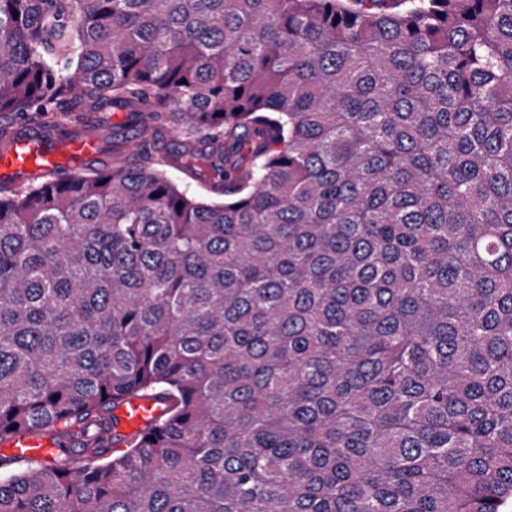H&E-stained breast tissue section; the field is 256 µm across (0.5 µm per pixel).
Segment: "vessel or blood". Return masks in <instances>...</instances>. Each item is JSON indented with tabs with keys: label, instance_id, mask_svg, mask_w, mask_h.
Returning <instances> with one entry per match:
<instances>
[{
	"label": "vessel or blood",
	"instance_id": "obj_1",
	"mask_svg": "<svg viewBox=\"0 0 512 512\" xmlns=\"http://www.w3.org/2000/svg\"><path fill=\"white\" fill-rule=\"evenodd\" d=\"M97 133L72 130L58 134L45 128L34 130L23 125L12 129L10 137L0 143V180L21 182L43 178L59 181L76 176L95 163H105ZM162 411L154 400H136L117 411L118 433L129 436L142 429ZM8 453L17 457H47L54 445L50 439L25 437L7 445Z\"/></svg>",
	"mask_w": 512,
	"mask_h": 512
}]
</instances>
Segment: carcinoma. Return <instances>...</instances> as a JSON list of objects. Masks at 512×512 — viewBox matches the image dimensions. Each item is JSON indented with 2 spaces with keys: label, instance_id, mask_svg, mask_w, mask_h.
Wrapping results in <instances>:
<instances>
[{
  "label": "carcinoma",
  "instance_id": "cac0c4a2",
  "mask_svg": "<svg viewBox=\"0 0 512 512\" xmlns=\"http://www.w3.org/2000/svg\"><path fill=\"white\" fill-rule=\"evenodd\" d=\"M67 99L139 165L0 182V512H502L512 0H0V112ZM115 113H120L123 117V123L126 121L127 112H68V118L73 114L72 121H79L85 119L87 117L92 118V120L99 126V132L103 136V140L106 146V150L108 148V141L112 134H110V119L113 117ZM161 412V406L154 400H135L117 410L116 414L119 418L117 431L121 436H129L142 429ZM8 448V454L17 457H48L54 445L49 438L24 437L3 445Z\"/></svg>",
  "mask_w": 512,
  "mask_h": 512
}]
</instances>
